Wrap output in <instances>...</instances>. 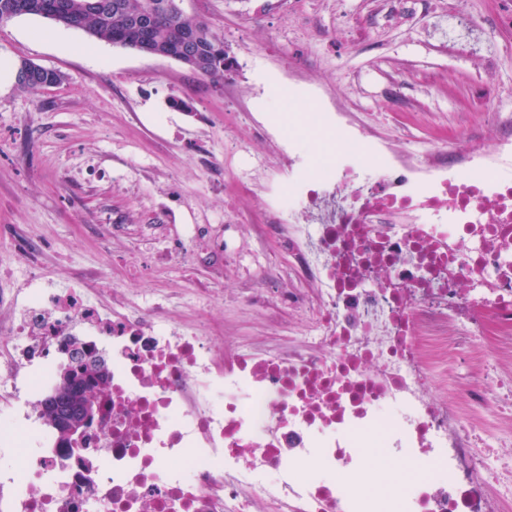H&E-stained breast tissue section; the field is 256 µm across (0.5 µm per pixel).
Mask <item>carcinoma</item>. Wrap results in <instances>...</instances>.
Wrapping results in <instances>:
<instances>
[{
  "instance_id": "1",
  "label": "carcinoma",
  "mask_w": 512,
  "mask_h": 512,
  "mask_svg": "<svg viewBox=\"0 0 512 512\" xmlns=\"http://www.w3.org/2000/svg\"><path fill=\"white\" fill-rule=\"evenodd\" d=\"M178 0H0V24L8 21L4 11L13 7L17 16H38L67 28L82 29L98 41L128 49L147 43L156 55L171 57L200 76L220 81L233 68L224 38L202 18L186 15L176 6ZM55 71L32 65L21 87L37 91L62 83ZM87 373V379L74 382L69 399L78 403L86 382L103 380Z\"/></svg>"
}]
</instances>
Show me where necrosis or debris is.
I'll list each match as a JSON object with an SVG mask.
<instances>
[{
    "instance_id": "necrosis-or-debris-1",
    "label": "necrosis or debris",
    "mask_w": 512,
    "mask_h": 512,
    "mask_svg": "<svg viewBox=\"0 0 512 512\" xmlns=\"http://www.w3.org/2000/svg\"><path fill=\"white\" fill-rule=\"evenodd\" d=\"M330 119L339 165L292 145L267 186L262 230L288 228L298 284L244 300L304 314L283 343L216 348L166 303L102 305L30 267L0 314L1 512H512V134L431 151ZM73 339L112 362L83 445L39 412ZM461 359L477 381L437 397ZM369 448L425 478L358 488Z\"/></svg>"
}]
</instances>
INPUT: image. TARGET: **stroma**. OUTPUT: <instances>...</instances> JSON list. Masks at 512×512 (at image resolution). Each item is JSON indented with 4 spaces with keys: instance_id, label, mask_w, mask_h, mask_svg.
<instances>
[{
    "instance_id": "obj_1",
    "label": "stroma",
    "mask_w": 512,
    "mask_h": 512,
    "mask_svg": "<svg viewBox=\"0 0 512 512\" xmlns=\"http://www.w3.org/2000/svg\"><path fill=\"white\" fill-rule=\"evenodd\" d=\"M445 0H399L397 19L373 20L375 0H180L190 16L223 35L236 70L220 82L173 58L93 39L36 16L0 24V59L60 72V85L36 92L0 88V257L33 242L40 271L60 288L89 274L98 301L185 296L192 313L215 325L216 343L270 344L275 331L246 306L240 288L275 294L291 284L279 243L259 235L264 194L239 179L248 154L282 159L253 135L258 116L307 150L310 166L336 160L320 140V115L342 104L351 119L397 137L412 114L432 121L427 148L467 123L493 150V117L512 113V0H459L476 18V48L448 51ZM296 105L308 119H282ZM220 159L216 174L205 158ZM240 222L225 232V207ZM208 224L209 239L171 259L186 225ZM222 269V300L206 304Z\"/></svg>"
}]
</instances>
